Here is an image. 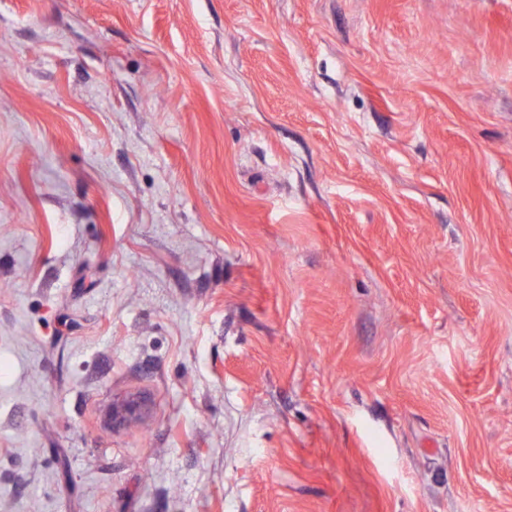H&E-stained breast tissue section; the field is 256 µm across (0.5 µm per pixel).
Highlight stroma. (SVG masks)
Segmentation results:
<instances>
[{"label": "stroma", "mask_w": 512, "mask_h": 512, "mask_svg": "<svg viewBox=\"0 0 512 512\" xmlns=\"http://www.w3.org/2000/svg\"><path fill=\"white\" fill-rule=\"evenodd\" d=\"M0 512H512V0H0ZM146 412L145 403L137 398L117 401L112 406L113 426L141 418Z\"/></svg>", "instance_id": "35a3bbf8"}]
</instances>
